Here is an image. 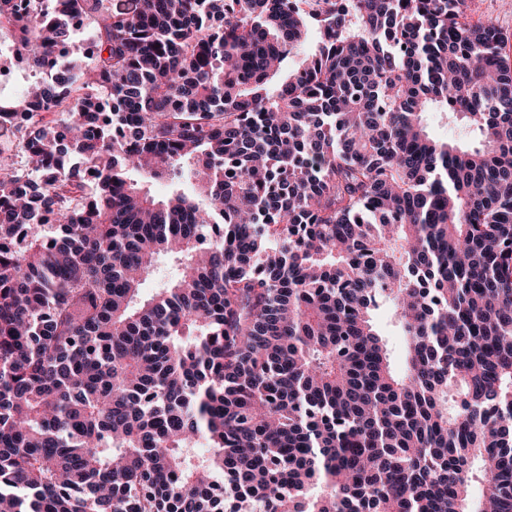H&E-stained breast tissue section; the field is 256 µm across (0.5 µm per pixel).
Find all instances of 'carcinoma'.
I'll return each instance as SVG.
<instances>
[{
    "mask_svg": "<svg viewBox=\"0 0 512 512\" xmlns=\"http://www.w3.org/2000/svg\"><path fill=\"white\" fill-rule=\"evenodd\" d=\"M41 2L0 0V42L56 71L0 99V512H512L498 28L465 0Z\"/></svg>",
    "mask_w": 512,
    "mask_h": 512,
    "instance_id": "obj_1",
    "label": "carcinoma"
}]
</instances>
